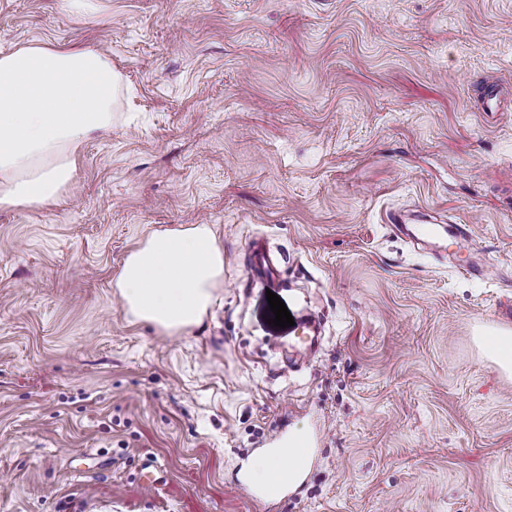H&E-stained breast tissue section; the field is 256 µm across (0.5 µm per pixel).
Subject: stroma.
Masks as SVG:
<instances>
[{"label": "stroma", "mask_w": 512, "mask_h": 512, "mask_svg": "<svg viewBox=\"0 0 512 512\" xmlns=\"http://www.w3.org/2000/svg\"><path fill=\"white\" fill-rule=\"evenodd\" d=\"M31 41L100 48L127 95L60 201L0 209V512H512V375L479 345L512 332V0H0V51ZM418 209L496 273L387 221ZM190 224L224 249L201 325L130 323L114 275ZM278 431L316 443L269 509ZM62 8L79 19H91L101 9V0H62ZM443 232L451 240L457 253L467 252L464 260L455 261L460 270L469 276L485 278L493 270V266L486 260L478 258L475 253L470 251L468 245L471 239V228L468 224H448L443 227ZM253 254L254 260L248 269V277L254 280L273 276L277 269L270 256L265 252L264 246L257 242L253 247Z\"/></svg>", "instance_id": "obj_1"}]
</instances>
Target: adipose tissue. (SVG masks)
Returning a JSON list of instances; mask_svg holds the SVG:
<instances>
[{
  "label": "adipose tissue",
  "mask_w": 512,
  "mask_h": 512,
  "mask_svg": "<svg viewBox=\"0 0 512 512\" xmlns=\"http://www.w3.org/2000/svg\"><path fill=\"white\" fill-rule=\"evenodd\" d=\"M121 92L110 58L90 45L29 42L0 53V208L40 207L71 184L76 153L108 130ZM224 280L209 225L151 232L112 280L126 316L167 332L200 325Z\"/></svg>",
  "instance_id": "1"
}]
</instances>
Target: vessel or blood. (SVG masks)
<instances>
[{"label": "vessel or blood", "instance_id": "obj_1", "mask_svg": "<svg viewBox=\"0 0 512 512\" xmlns=\"http://www.w3.org/2000/svg\"><path fill=\"white\" fill-rule=\"evenodd\" d=\"M442 233L452 241L456 252L465 255L464 260L457 263L460 270L478 278L489 275L493 269L492 264L478 258L469 250L468 242L471 238L469 225L451 224L440 230L432 224H420L411 230L415 240L426 244L432 243ZM253 254L254 260L248 269V277L262 279L274 275L276 267L262 244L254 245ZM313 445L314 441L311 437H299L285 432L266 439L264 446L273 462V468L268 482L257 489L256 499L264 504L272 503L292 484L300 481L311 463Z\"/></svg>", "mask_w": 512, "mask_h": 512}]
</instances>
